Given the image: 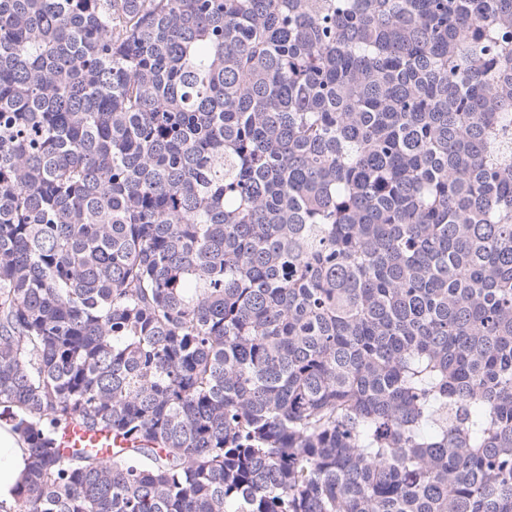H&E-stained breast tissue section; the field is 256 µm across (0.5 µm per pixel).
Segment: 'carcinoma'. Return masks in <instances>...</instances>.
<instances>
[{
  "mask_svg": "<svg viewBox=\"0 0 512 512\" xmlns=\"http://www.w3.org/2000/svg\"><path fill=\"white\" fill-rule=\"evenodd\" d=\"M0 419V512H512V0H0ZM0 502L13 501L28 467V454L18 436L0 421ZM60 448H101L100 453L106 456L112 448V431L88 432L76 427L62 436Z\"/></svg>",
  "mask_w": 512,
  "mask_h": 512,
  "instance_id": "1",
  "label": "carcinoma"
}]
</instances>
